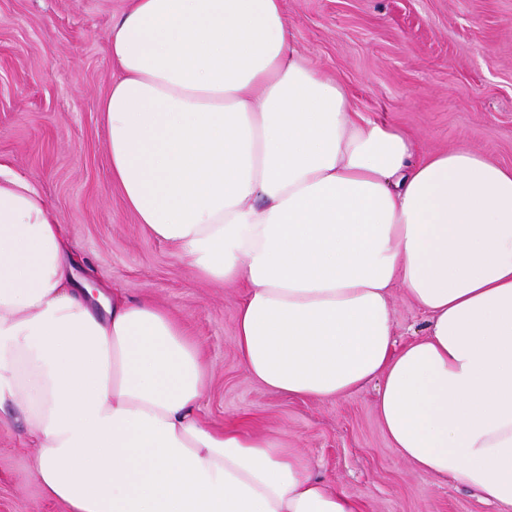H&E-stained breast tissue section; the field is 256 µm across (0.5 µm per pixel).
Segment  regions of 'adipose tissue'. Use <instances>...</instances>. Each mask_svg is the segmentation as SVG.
Segmentation results:
<instances>
[{
    "instance_id": "obj_1",
    "label": "adipose tissue",
    "mask_w": 512,
    "mask_h": 512,
    "mask_svg": "<svg viewBox=\"0 0 512 512\" xmlns=\"http://www.w3.org/2000/svg\"><path fill=\"white\" fill-rule=\"evenodd\" d=\"M112 182L193 275L239 285L268 389L376 383L396 454L512 512V166L353 108L283 0H132L112 25ZM428 317L395 347L392 289ZM205 365L149 299L78 285L62 225L0 165V415L69 512H362L287 444L199 417Z\"/></svg>"
}]
</instances>
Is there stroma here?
I'll return each instance as SVG.
<instances>
[{
  "label": "stroma",
  "instance_id": "stroma-1",
  "mask_svg": "<svg viewBox=\"0 0 512 512\" xmlns=\"http://www.w3.org/2000/svg\"><path fill=\"white\" fill-rule=\"evenodd\" d=\"M128 0H0V165L29 179L65 228L85 279L167 308L207 369L199 416L287 441L315 475L365 512H494L393 450L375 384L322 401L273 392L234 345L239 286L201 281L173 245L150 236L112 183L100 101L117 73L108 36ZM294 48L371 119L421 152L465 147L512 166V0H284ZM397 345L426 316L392 292ZM20 424L0 421V512H68L32 471Z\"/></svg>",
  "mask_w": 512,
  "mask_h": 512
}]
</instances>
